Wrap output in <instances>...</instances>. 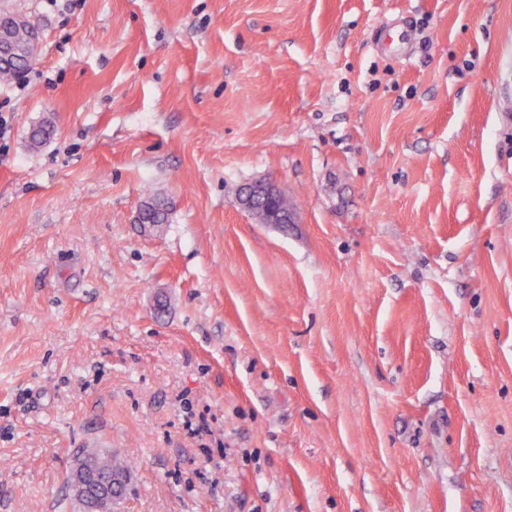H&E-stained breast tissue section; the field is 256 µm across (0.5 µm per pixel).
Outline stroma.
<instances>
[{
  "instance_id": "35a3bbf8",
  "label": "stroma",
  "mask_w": 512,
  "mask_h": 512,
  "mask_svg": "<svg viewBox=\"0 0 512 512\" xmlns=\"http://www.w3.org/2000/svg\"><path fill=\"white\" fill-rule=\"evenodd\" d=\"M1 8L0 512H512V0ZM33 28L34 27L30 21L29 26H12L8 29L9 39L16 46L23 47L29 42ZM8 36L6 33L2 35L0 30V63L2 60H8L14 52V49L11 43L9 42ZM281 193L270 178L255 181L245 187L240 199L241 206L248 212L255 214L261 209L264 216V224H290L293 223V212L290 210V202L283 196L276 207ZM290 210L288 212H284ZM141 224H151L153 230L159 231L163 224L169 222V210L166 203L156 197L145 201L141 207ZM92 472L107 474L125 480L126 484H124V487L126 490L131 481L132 468L128 464L122 463L116 456H112L111 454L101 450H92L86 452L83 458L78 460L76 466L72 470L70 481L73 487L75 500L81 508L79 511L108 512L105 510L92 511L91 509V498L89 491L85 487V480L86 476ZM120 485L121 483L119 479L112 478V499L108 502L111 512L112 505L114 506L115 502L121 499L125 492V490L122 491L121 489L119 492L116 491V488H119Z\"/></svg>"
}]
</instances>
